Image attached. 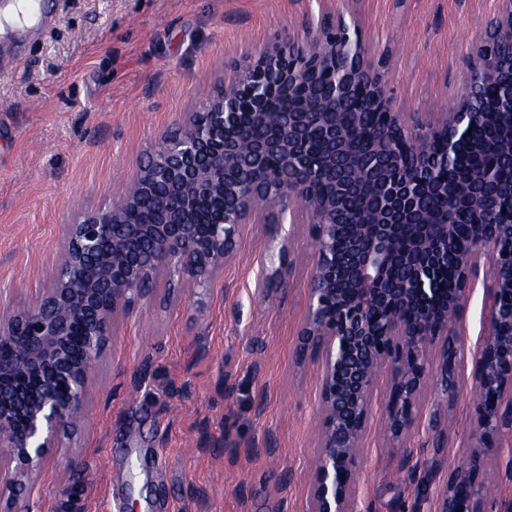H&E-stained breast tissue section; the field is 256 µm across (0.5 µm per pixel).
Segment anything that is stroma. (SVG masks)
<instances>
[{
  "mask_svg": "<svg viewBox=\"0 0 512 512\" xmlns=\"http://www.w3.org/2000/svg\"><path fill=\"white\" fill-rule=\"evenodd\" d=\"M16 33L0 15V300L51 282L63 225L111 204L160 132L198 109L244 42L263 44L320 0H43ZM499 0H332L372 55L389 54L403 111L448 108ZM301 257L255 295L271 240ZM312 241L303 224L246 225L222 276L157 285L110 327L78 428L59 436L30 512H307L317 452L320 353L298 350ZM382 374L359 450L355 512H436L473 442L476 392L447 408L432 445V394L402 441L387 433ZM82 470H72L71 459ZM68 482L69 494L58 490Z\"/></svg>",
  "mask_w": 512,
  "mask_h": 512,
  "instance_id": "obj_1",
  "label": "stroma"
}]
</instances>
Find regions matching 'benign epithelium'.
Masks as SVG:
<instances>
[{
  "instance_id": "1",
  "label": "benign epithelium",
  "mask_w": 512,
  "mask_h": 512,
  "mask_svg": "<svg viewBox=\"0 0 512 512\" xmlns=\"http://www.w3.org/2000/svg\"><path fill=\"white\" fill-rule=\"evenodd\" d=\"M388 69L387 57H368L358 26L327 10L302 19L286 50L246 43L198 111L158 136L118 200L64 226L51 286L22 308L0 302V498L11 512H28L59 435L80 423L109 326L154 299L165 273L182 288L220 275L245 224L297 212L318 244L299 331L300 352L322 350L309 512H352L356 449L382 368L392 372L391 436L415 427L433 383V447L448 441L443 413L464 381L458 326L482 257L489 316L474 381L492 399L475 407L470 466L450 475L437 512H493L495 498L480 494L484 457L512 447V303H499L512 296V0L480 36L450 109L398 110ZM489 109L499 115L495 139L463 181L440 177ZM368 112L381 117L371 129ZM244 116L272 132L247 137ZM456 211L473 223L465 241L448 223ZM450 254L459 278L444 292L435 283ZM296 261L289 243L269 247L256 295L267 297Z\"/></svg>"
}]
</instances>
